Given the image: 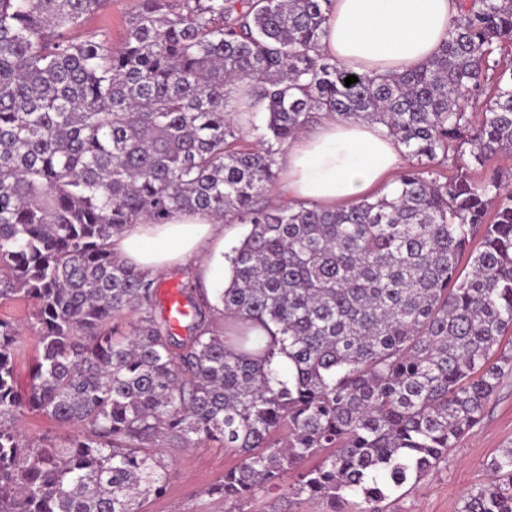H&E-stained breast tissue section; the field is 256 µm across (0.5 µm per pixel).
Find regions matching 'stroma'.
Segmentation results:
<instances>
[{
	"instance_id": "35a3bbf8",
	"label": "stroma",
	"mask_w": 512,
	"mask_h": 512,
	"mask_svg": "<svg viewBox=\"0 0 512 512\" xmlns=\"http://www.w3.org/2000/svg\"><path fill=\"white\" fill-rule=\"evenodd\" d=\"M35 310V303L26 300L0 304V318L13 321L22 331L17 373L23 380L29 376L35 355L31 329ZM506 448H512V376L504 378L482 420L464 435L447 462L408 491L392 492L385 512H458L465 493L487 480L491 460ZM162 455L170 471L168 491L146 503L145 512H224L223 504L210 500L205 491L235 464V457L206 444L166 448Z\"/></svg>"
}]
</instances>
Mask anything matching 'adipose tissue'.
I'll list each match as a JSON object with an SVG mask.
<instances>
[{
    "label": "adipose tissue",
    "instance_id": "adipose-tissue-1",
    "mask_svg": "<svg viewBox=\"0 0 512 512\" xmlns=\"http://www.w3.org/2000/svg\"><path fill=\"white\" fill-rule=\"evenodd\" d=\"M455 14L454 0H335L321 49L359 72L417 69L437 54ZM405 157L385 126L327 117L289 146L279 193L333 210L368 196ZM223 241V220L183 212L165 224L128 225L113 236L112 251L154 279L183 269L211 283L217 271L210 254Z\"/></svg>",
    "mask_w": 512,
    "mask_h": 512
}]
</instances>
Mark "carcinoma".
<instances>
[{"label": "carcinoma", "mask_w": 512, "mask_h": 512, "mask_svg": "<svg viewBox=\"0 0 512 512\" xmlns=\"http://www.w3.org/2000/svg\"><path fill=\"white\" fill-rule=\"evenodd\" d=\"M108 2L0 0V300L35 302L37 351L23 387L0 319V512H142L168 491L158 449L205 442L237 456L207 490L224 512L290 474L325 512H384L512 374V171L472 173L512 154V0H460L438 54L389 74L318 53L331 0H136L117 47L86 28ZM239 83L263 124L229 110ZM326 115L406 147L398 188L270 204ZM184 211L251 229L224 330L186 295L180 339L112 237ZM24 410L88 436L31 441ZM490 470L459 512H512V448Z\"/></svg>", "instance_id": "carcinoma-1"}]
</instances>
